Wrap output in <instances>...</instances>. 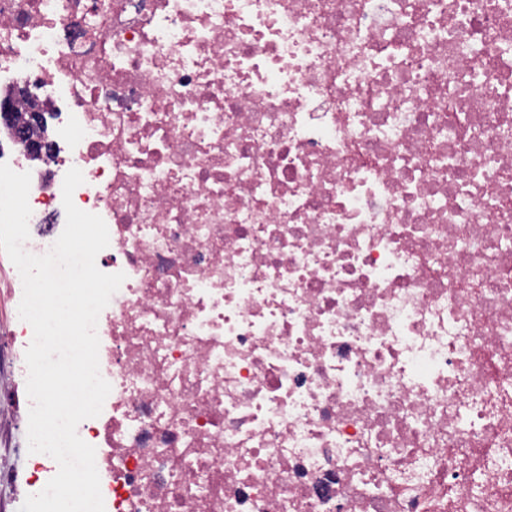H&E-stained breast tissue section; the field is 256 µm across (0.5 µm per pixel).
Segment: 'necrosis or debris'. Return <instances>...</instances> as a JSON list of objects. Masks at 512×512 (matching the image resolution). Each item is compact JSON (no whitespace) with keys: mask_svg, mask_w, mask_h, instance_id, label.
I'll return each mask as SVG.
<instances>
[{"mask_svg":"<svg viewBox=\"0 0 512 512\" xmlns=\"http://www.w3.org/2000/svg\"><path fill=\"white\" fill-rule=\"evenodd\" d=\"M21 82L125 275L105 512H512V0H0Z\"/></svg>","mask_w":512,"mask_h":512,"instance_id":"4bbe7bcc","label":"necrosis or debris"}]
</instances>
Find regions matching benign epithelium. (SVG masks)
Wrapping results in <instances>:
<instances>
[{
    "label": "benign epithelium",
    "instance_id": "benign-epithelium-1",
    "mask_svg": "<svg viewBox=\"0 0 512 512\" xmlns=\"http://www.w3.org/2000/svg\"><path fill=\"white\" fill-rule=\"evenodd\" d=\"M36 101L25 85L1 98L0 126L30 159L48 163L54 158V145L47 136L46 113Z\"/></svg>",
    "mask_w": 512,
    "mask_h": 512
}]
</instances>
